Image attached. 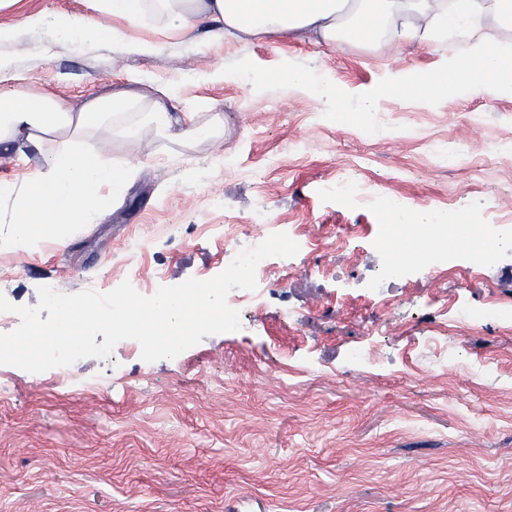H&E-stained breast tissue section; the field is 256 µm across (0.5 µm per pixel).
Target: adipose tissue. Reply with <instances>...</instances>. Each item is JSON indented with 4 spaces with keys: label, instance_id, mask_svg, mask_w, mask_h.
I'll return each mask as SVG.
<instances>
[{
    "label": "adipose tissue",
    "instance_id": "adipose-tissue-1",
    "mask_svg": "<svg viewBox=\"0 0 512 512\" xmlns=\"http://www.w3.org/2000/svg\"><path fill=\"white\" fill-rule=\"evenodd\" d=\"M105 15L125 19L127 29L105 26ZM143 21L173 35L207 23L216 34L244 46L272 38L323 46L411 38L462 44L465 53L449 56L446 66L428 79L398 76L385 94L431 102L452 87L490 97L512 90V53L485 33L491 24L512 28V0H97L95 14H67L59 25L77 43L98 41L125 56L158 50V43L133 34ZM174 99L166 85L157 86L145 105L126 92L72 103L38 89H1L0 153L22 156L31 149L41 158L19 183L0 184V200L11 204L6 244L20 253L46 239L63 246L72 225L110 210L112 200L100 195V187L126 185L134 170L113 165L105 150L85 152L79 145L91 129L109 123L113 113L140 112V122L126 129L130 136L146 125L168 139H206L214 126L222 125L219 114L210 128L180 119L171 110Z\"/></svg>",
    "mask_w": 512,
    "mask_h": 512
}]
</instances>
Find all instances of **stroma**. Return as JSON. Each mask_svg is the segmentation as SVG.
<instances>
[{
	"label": "stroma",
	"instance_id": "obj_1",
	"mask_svg": "<svg viewBox=\"0 0 512 512\" xmlns=\"http://www.w3.org/2000/svg\"><path fill=\"white\" fill-rule=\"evenodd\" d=\"M25 10L42 26L0 14L17 30L14 88L77 102L129 77L139 94L167 84L196 124L222 114L224 134L177 142L146 127L130 138L121 116L100 128L90 145L136 166L134 182L104 220L73 225L66 246L0 248L9 301L37 305L43 285L108 292L134 266L143 283L158 272L168 286L209 279L229 256L208 225L230 218L254 235L246 219L261 206L317 248L277 268L245 329L176 358L144 364L121 342L64 370L0 366V512H512V330L472 329L456 313L462 301L512 304V249L461 277L382 281L388 212L322 191L345 176L412 211L449 201L475 224L488 206L512 215V91L394 96L362 117L365 96L395 73L435 72L447 45L244 47L200 25L119 57L57 26L58 15L93 13L94 0H25ZM218 67L223 80H210ZM283 69L314 82L288 91L273 81ZM460 139L469 154L447 161L443 147ZM215 197L222 211L210 210ZM342 231L349 245L329 249ZM139 234L140 258L124 249ZM384 299L393 307L380 322ZM440 346L454 365H438ZM357 347L370 363L353 364ZM66 373L92 388L60 390Z\"/></svg>",
	"mask_w": 512,
	"mask_h": 512
}]
</instances>
